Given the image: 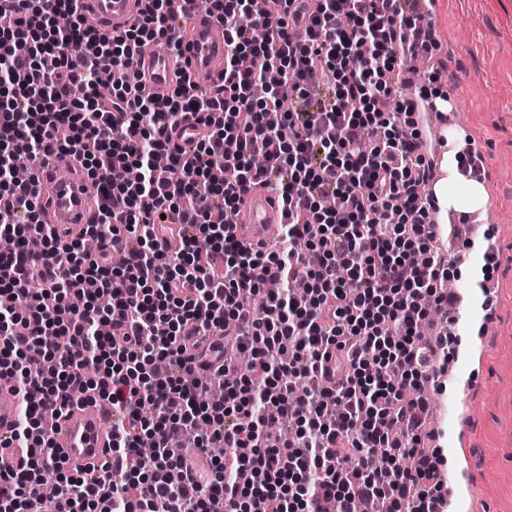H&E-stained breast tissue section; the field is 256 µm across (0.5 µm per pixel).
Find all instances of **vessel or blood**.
Returning a JSON list of instances; mask_svg holds the SVG:
<instances>
[{"mask_svg": "<svg viewBox=\"0 0 512 512\" xmlns=\"http://www.w3.org/2000/svg\"><path fill=\"white\" fill-rule=\"evenodd\" d=\"M86 16L100 28L123 32L141 14L145 0H85ZM181 28L186 36L180 52L166 41L153 43L141 55L145 81L157 96H167L182 75L195 80H214L224 68V28L213 17L190 9L183 13ZM439 148L436 170L427 187L432 203L431 221L436 235L448 231V127L436 129ZM35 192L42 223L57 229L65 238L76 236L97 208V190L72 156L55 152L38 169ZM247 224L240 239L254 244L267 242L278 230L280 212L275 192L269 188L249 191L244 196ZM23 402L13 378L0 375V471H10L29 456L26 448L12 441L15 421ZM60 456L68 466L99 468L109 463L112 425L107 416L89 406L70 407L59 420L54 435Z\"/></svg>", "mask_w": 512, "mask_h": 512, "instance_id": "b4317fda", "label": "vessel or blood"}]
</instances>
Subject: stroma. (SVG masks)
Wrapping results in <instances>:
<instances>
[{"label":"stroma","mask_w":512,"mask_h":512,"mask_svg":"<svg viewBox=\"0 0 512 512\" xmlns=\"http://www.w3.org/2000/svg\"><path fill=\"white\" fill-rule=\"evenodd\" d=\"M440 44L430 72L446 71L440 91H453L458 123L453 140L476 137L491 177L487 227L497 260L487 264L472 251L457 268L458 292H469L483 266H490L498 306L494 329L475 360H449L453 372L473 375L468 391H430L435 423L446 427L448 403L466 404L469 469L478 496L470 512H512V0H436L431 20Z\"/></svg>","instance_id":"1"}]
</instances>
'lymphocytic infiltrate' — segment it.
I'll return each mask as SVG.
<instances>
[{
	"instance_id": "lymphocytic-infiltrate-1",
	"label": "lymphocytic infiltrate",
	"mask_w": 512,
	"mask_h": 512,
	"mask_svg": "<svg viewBox=\"0 0 512 512\" xmlns=\"http://www.w3.org/2000/svg\"><path fill=\"white\" fill-rule=\"evenodd\" d=\"M147 2L107 35L83 0H0V234L17 244L0 257V373L27 403L13 439L31 451L0 473V512H448L421 437V390L451 355L447 336L421 338L452 299L418 194L415 112L434 92L405 95L398 73L435 49L428 22L405 0H211L223 72L145 97L141 48L181 47L177 0ZM314 93V110L282 111ZM188 117L205 133L185 151L171 133ZM52 151L97 184L88 235H135L123 266L43 227L12 158ZM267 186L286 216L277 250L237 236L244 191ZM202 194L222 202L199 209ZM164 214L190 228L171 255L151 231ZM246 353L263 382L239 373ZM90 392L118 415L112 463L71 474L53 433ZM188 429L209 457L203 488L180 471ZM45 479L52 497L30 493Z\"/></svg>"
}]
</instances>
